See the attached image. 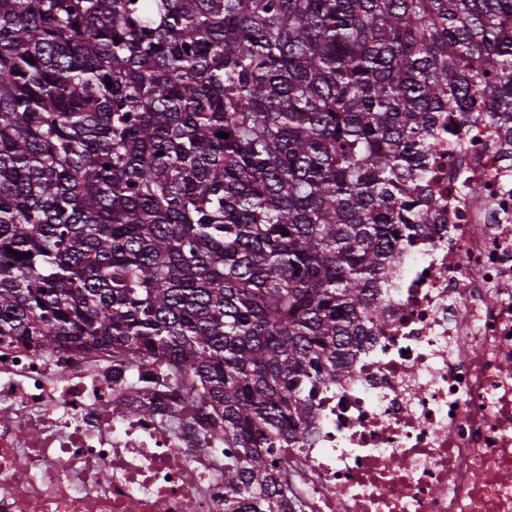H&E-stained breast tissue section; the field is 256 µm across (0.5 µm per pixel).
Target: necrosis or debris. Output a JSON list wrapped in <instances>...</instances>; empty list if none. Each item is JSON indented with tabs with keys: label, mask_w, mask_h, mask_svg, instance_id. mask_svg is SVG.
I'll return each mask as SVG.
<instances>
[{
	"label": "necrosis or debris",
	"mask_w": 512,
	"mask_h": 512,
	"mask_svg": "<svg viewBox=\"0 0 512 512\" xmlns=\"http://www.w3.org/2000/svg\"><path fill=\"white\" fill-rule=\"evenodd\" d=\"M431 161L434 221L385 320L275 458L289 512H512V155L481 114ZM484 194L450 198L460 177ZM189 401L144 414L112 355L0 344V512H224V442Z\"/></svg>",
	"instance_id": "necrosis-or-debris-1"
}]
</instances>
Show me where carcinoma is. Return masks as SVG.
<instances>
[{
    "label": "carcinoma",
    "instance_id": "obj_1",
    "mask_svg": "<svg viewBox=\"0 0 512 512\" xmlns=\"http://www.w3.org/2000/svg\"><path fill=\"white\" fill-rule=\"evenodd\" d=\"M456 112L512 146V0H0V342L164 356L278 512Z\"/></svg>",
    "mask_w": 512,
    "mask_h": 512
}]
</instances>
